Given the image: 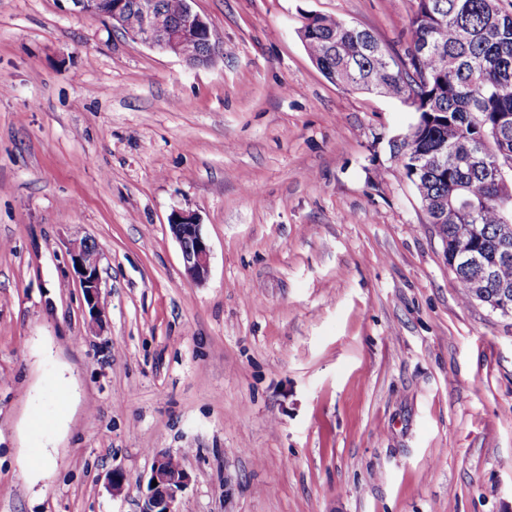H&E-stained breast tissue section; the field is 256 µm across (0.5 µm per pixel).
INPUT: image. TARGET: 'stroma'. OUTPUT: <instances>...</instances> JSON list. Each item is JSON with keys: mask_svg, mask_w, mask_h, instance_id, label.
Returning <instances> with one entry per match:
<instances>
[{"mask_svg": "<svg viewBox=\"0 0 512 512\" xmlns=\"http://www.w3.org/2000/svg\"><path fill=\"white\" fill-rule=\"evenodd\" d=\"M415 4L196 0L221 51L193 69L0 0V512H140L161 454L177 512H512V317L461 298L390 151L417 114L298 35L321 13L400 55ZM169 226L179 244L186 273L196 282L205 281L209 273L210 246L202 233V225L193 214L174 211ZM69 255L74 273L84 292L91 327L100 328L104 314V309L100 305V252L93 241L84 238L69 244Z\"/></svg>", "mask_w": 512, "mask_h": 512, "instance_id": "1", "label": "stroma"}]
</instances>
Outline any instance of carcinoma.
Listing matches in <instances>:
<instances>
[{
	"mask_svg": "<svg viewBox=\"0 0 512 512\" xmlns=\"http://www.w3.org/2000/svg\"><path fill=\"white\" fill-rule=\"evenodd\" d=\"M412 41L388 53L369 31L324 14L307 17L299 36L318 70L345 88L395 99L430 113L425 130L402 143L400 167L428 223L439 225L448 254L468 248L478 264L453 269L463 300L493 309L512 288V255L498 227L512 223V2L416 0ZM179 24L184 0H155ZM448 142L414 170L411 156Z\"/></svg>",
	"mask_w": 512,
	"mask_h": 512,
	"instance_id": "cac0c4a2",
	"label": "carcinoma"
}]
</instances>
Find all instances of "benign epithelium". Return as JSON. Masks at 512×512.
<instances>
[{"instance_id":"benign-epithelium-1","label":"benign epithelium","mask_w":512,"mask_h":512,"mask_svg":"<svg viewBox=\"0 0 512 512\" xmlns=\"http://www.w3.org/2000/svg\"><path fill=\"white\" fill-rule=\"evenodd\" d=\"M75 11L106 19L126 31V35L165 55L181 59L190 68L209 65L220 52L207 19L194 8L195 0H185L184 21L175 26L155 9L154 0H141L139 9L142 23L135 29H126L124 3L120 0H71ZM203 36L209 50L198 56L189 50L188 38ZM170 229L177 240L186 273L196 282L206 280L209 273L210 246L202 233V224L192 214L175 211L169 218ZM74 273L83 289L89 310L91 327H101L104 309L100 305V252L96 244L87 239L69 244ZM141 512H175L177 494L185 489L189 475L182 467L168 465V455L157 457L151 470Z\"/></svg>"}]
</instances>
